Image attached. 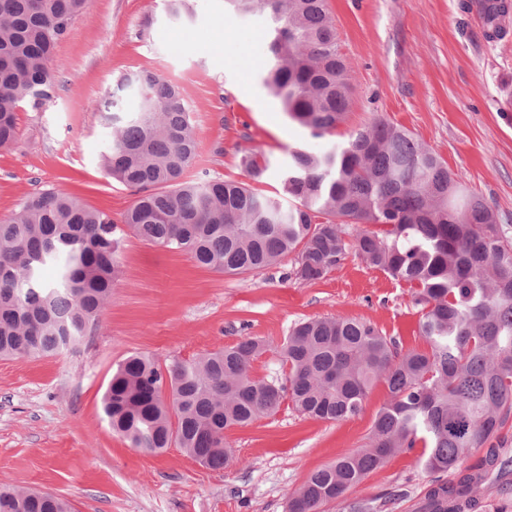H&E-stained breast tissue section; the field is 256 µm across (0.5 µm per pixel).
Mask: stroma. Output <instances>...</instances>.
I'll use <instances>...</instances> for the list:
<instances>
[{"instance_id": "1", "label": "stroma", "mask_w": 512, "mask_h": 512, "mask_svg": "<svg viewBox=\"0 0 512 512\" xmlns=\"http://www.w3.org/2000/svg\"><path fill=\"white\" fill-rule=\"evenodd\" d=\"M471 0H330L340 50L353 66L352 99L332 134L312 137L264 87L266 33L260 14L231 17L224 0H190L189 24L171 21L164 0H89L54 54L57 92L34 111L16 105L19 136L0 149V221L24 200L61 189L114 221L136 199L101 157L112 115L132 111L125 73L151 71L176 84L199 142L188 182L242 181V150L265 153L261 183L281 189L289 151L345 143L376 118L412 131L464 186L512 220V35L491 33ZM291 260L242 275L198 267L183 252L124 233L120 274L99 327L62 355L0 360V483L66 496L74 512H288L308 475L361 447L386 399L369 393L362 412L326 422L289 407L231 430L234 460L202 467L180 449L153 454L113 435L102 397L129 354L191 358L265 339L258 377L280 370L277 347L312 317L367 320L402 349H425L413 291L348 250L326 278L286 277ZM420 449L390 458L356 487L373 499L398 488L388 512H416L429 479Z\"/></svg>"}]
</instances>
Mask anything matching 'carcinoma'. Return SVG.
<instances>
[{"label": "carcinoma", "instance_id": "carcinoma-1", "mask_svg": "<svg viewBox=\"0 0 512 512\" xmlns=\"http://www.w3.org/2000/svg\"><path fill=\"white\" fill-rule=\"evenodd\" d=\"M88 0H0V148L18 138L16 104L35 111L54 98L56 45ZM235 15L271 21L262 82L288 117L315 137L350 107L351 62L341 53L330 0H227ZM173 21L189 0H165ZM120 86L136 109L113 125L108 173L137 199L122 223L137 238L187 253L202 268L244 274L293 256L292 274L316 282L354 248L366 264L413 288L425 352L404 351L372 323L344 316L295 324L278 353L287 372L258 378L269 345L252 336L188 359L140 354L117 367L103 399L112 433L133 448L175 447L209 469L234 456L227 432L283 403L323 421L358 416L374 386L386 388L369 443L313 471L288 512H382L405 496L347 498L392 456L421 446L432 476L418 512H483L489 479L512 493V225L407 129L377 118L327 152L297 148L282 192L247 183L183 180L199 144L177 88L152 72ZM249 180L263 182L264 154L242 151ZM121 229L112 216L62 190L28 197L0 222V357L58 356L98 326L120 273ZM352 242L346 241V236ZM52 266L56 277L44 278ZM477 464L461 467L471 450ZM453 473L446 480L442 475ZM0 512H72L55 493L0 484Z\"/></svg>", "mask_w": 512, "mask_h": 512}]
</instances>
